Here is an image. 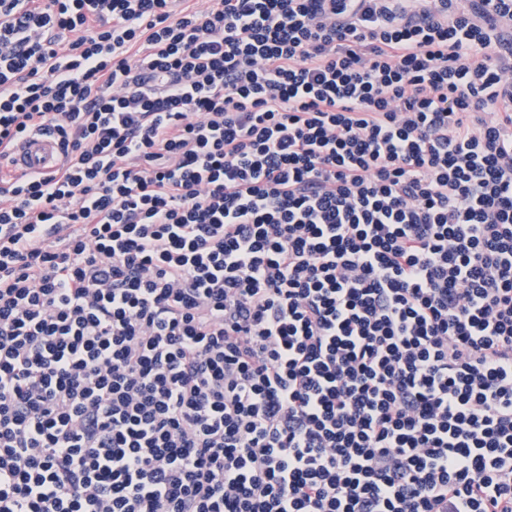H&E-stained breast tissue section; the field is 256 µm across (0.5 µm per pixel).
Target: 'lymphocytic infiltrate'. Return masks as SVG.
I'll use <instances>...</instances> for the list:
<instances>
[{"mask_svg": "<svg viewBox=\"0 0 512 512\" xmlns=\"http://www.w3.org/2000/svg\"><path fill=\"white\" fill-rule=\"evenodd\" d=\"M0 512H512V0H0ZM58 162L56 146L42 134H32L18 142L10 152L7 168L21 172H47Z\"/></svg>", "mask_w": 512, "mask_h": 512, "instance_id": "obj_1", "label": "lymphocytic infiltrate"}]
</instances>
